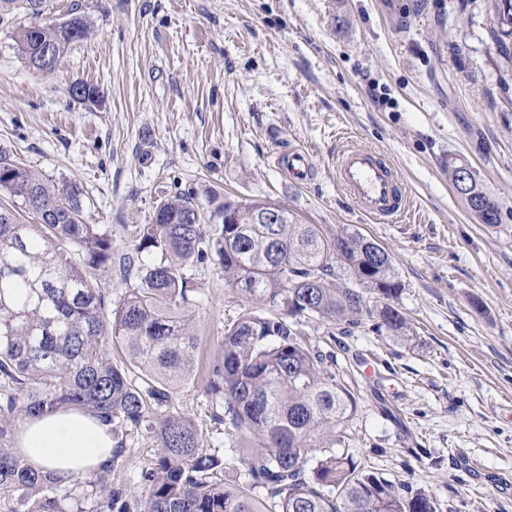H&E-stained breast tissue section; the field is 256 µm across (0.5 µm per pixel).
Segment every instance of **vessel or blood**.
<instances>
[{
    "mask_svg": "<svg viewBox=\"0 0 512 512\" xmlns=\"http://www.w3.org/2000/svg\"><path fill=\"white\" fill-rule=\"evenodd\" d=\"M278 162L296 177L309 169L307 156L300 149L281 154ZM336 181L361 211L377 222L398 221L405 212V187L396 181L387 161L373 150L346 146L336 161Z\"/></svg>",
    "mask_w": 512,
    "mask_h": 512,
    "instance_id": "obj_1",
    "label": "vessel or blood"
}]
</instances>
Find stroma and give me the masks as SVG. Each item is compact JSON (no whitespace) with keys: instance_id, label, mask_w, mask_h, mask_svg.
Wrapping results in <instances>:
<instances>
[{"instance_id":"35a3bbf8","label":"stroma","mask_w":512,"mask_h":512,"mask_svg":"<svg viewBox=\"0 0 512 512\" xmlns=\"http://www.w3.org/2000/svg\"><path fill=\"white\" fill-rule=\"evenodd\" d=\"M90 33L55 71L30 69L22 24L71 10ZM487 0H14L0 12V145L53 178L81 184L89 221L116 252L179 193L272 203L306 224H353L390 254L398 307L415 340L362 326L329 336L302 325L357 401L341 449L396 483L425 489L437 512H512V58L492 37ZM83 82L98 104L72 100ZM381 154L409 191L411 216L377 224L336 182L343 146ZM304 149L306 180L280 150ZM468 164L499 206L479 223L448 162ZM199 294L200 369L172 395L209 452L222 455L207 364L242 301L216 264L187 270ZM158 448L128 437L110 475L80 480L86 512L113 479L136 477Z\"/></svg>"}]
</instances>
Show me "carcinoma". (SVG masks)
Returning <instances> with one entry per match:
<instances>
[{
  "label": "carcinoma",
  "instance_id": "1",
  "mask_svg": "<svg viewBox=\"0 0 512 512\" xmlns=\"http://www.w3.org/2000/svg\"><path fill=\"white\" fill-rule=\"evenodd\" d=\"M500 51L512 47V0H492ZM88 33L85 16L22 25L14 41L26 64L38 47L65 49ZM496 224L498 206L473 179ZM0 500L20 512H70L74 480L31 469L13 452L18 418L80 409L97 418L124 451L126 438L155 439L154 463L139 472L141 495L112 480L106 507L95 512H436L423 490L396 485L359 467L335 446L357 410L337 376L332 353L311 346L300 319L408 337L394 306L402 283L389 253L352 224H301L253 200L216 203L203 223L192 196L160 203V218L135 225L134 248L118 254L103 224L86 217L82 187L18 161L0 146ZM53 212L46 219L29 201ZM37 218L22 220V213ZM236 215L225 236L224 214ZM214 260L224 287L244 308L224 323L222 359L208 366L210 394L222 413L231 457L207 451L205 436L180 413L159 414L170 394L197 370L196 288L184 274ZM118 271L128 284L117 304L99 275ZM118 349L124 361L117 362ZM232 470L238 479L226 481Z\"/></svg>",
  "mask_w": 512,
  "mask_h": 512
}]
</instances>
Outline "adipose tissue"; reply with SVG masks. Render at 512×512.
Wrapping results in <instances>:
<instances>
[{
    "instance_id": "1",
    "label": "adipose tissue",
    "mask_w": 512,
    "mask_h": 512,
    "mask_svg": "<svg viewBox=\"0 0 512 512\" xmlns=\"http://www.w3.org/2000/svg\"><path fill=\"white\" fill-rule=\"evenodd\" d=\"M114 446L96 418L75 409L25 418L17 430L16 449L24 462L73 479L92 476L109 465Z\"/></svg>"
}]
</instances>
